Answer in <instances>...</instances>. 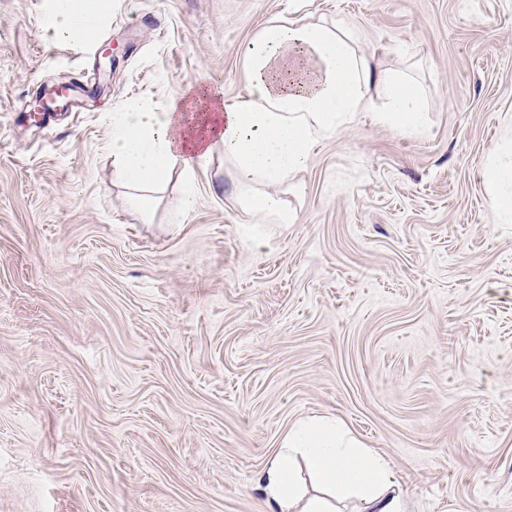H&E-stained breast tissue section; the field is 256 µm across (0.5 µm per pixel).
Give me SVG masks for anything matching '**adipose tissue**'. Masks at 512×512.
<instances>
[{
	"label": "adipose tissue",
	"mask_w": 512,
	"mask_h": 512,
	"mask_svg": "<svg viewBox=\"0 0 512 512\" xmlns=\"http://www.w3.org/2000/svg\"><path fill=\"white\" fill-rule=\"evenodd\" d=\"M112 10V0H43L46 40L86 42ZM303 68H286L288 54ZM244 94L225 102L215 91L196 104L174 99L165 112H122L112 121L114 178L137 191L140 209L169 176L192 183L199 164L221 154L234 162L239 185L262 182L244 204L274 223H291L276 186L304 168L315 144L388 98L373 120L407 133L425 124L415 86L358 55L348 34L304 17L266 27L246 49ZM259 489L271 512H404L390 461L339 424L309 418L294 424L265 461Z\"/></svg>",
	"instance_id": "adipose-tissue-1"
}]
</instances>
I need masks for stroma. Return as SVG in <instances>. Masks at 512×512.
<instances>
[{
	"label": "stroma",
	"mask_w": 512,
	"mask_h": 512,
	"mask_svg": "<svg viewBox=\"0 0 512 512\" xmlns=\"http://www.w3.org/2000/svg\"><path fill=\"white\" fill-rule=\"evenodd\" d=\"M0 0V512H269L288 428L340 420L406 512H512V0H308L426 114L324 139L260 221L223 155L144 213L112 180V115L196 84L244 93L292 0H112L89 43ZM111 47V71L101 66ZM63 83L80 112L32 108ZM483 183L495 209L512 218V192H504L503 186H512V168L489 164L483 171Z\"/></svg>",
	"instance_id": "1"
}]
</instances>
